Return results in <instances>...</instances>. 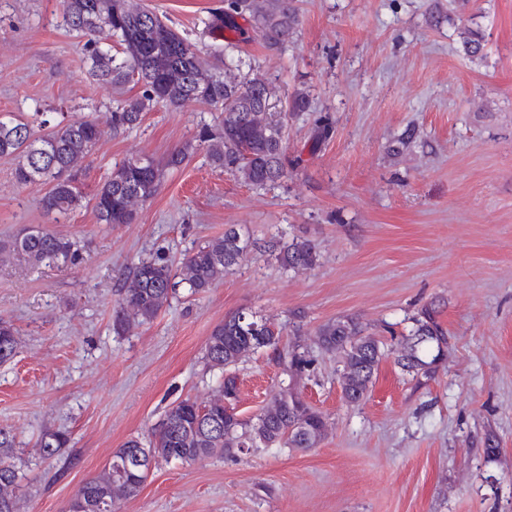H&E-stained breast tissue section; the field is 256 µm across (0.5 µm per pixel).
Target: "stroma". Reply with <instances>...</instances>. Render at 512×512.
<instances>
[{
	"mask_svg": "<svg viewBox=\"0 0 512 512\" xmlns=\"http://www.w3.org/2000/svg\"><path fill=\"white\" fill-rule=\"evenodd\" d=\"M166 16L205 58L224 38L205 24L224 0H137ZM287 45L256 38L238 55L282 93L307 91L288 117L292 166L256 190L197 151L170 171L135 223H98L93 196L123 160L163 157L216 110L156 106L113 134L120 96L92 80L61 0H0V114L95 120L81 207L47 216L48 184L19 187L0 157V319L19 349L0 365V428L26 464L19 512H67L115 448L147 438L173 403L205 401L218 373L207 338L225 316L269 318L314 348L320 327L355 318L383 340L430 313L447 338L434 372L411 377L381 361L366 400L342 398L336 355L315 350L299 388L323 412L316 448H252L224 459L172 462L117 512H512V0H294ZM483 36L467 54L459 32ZM334 132L308 145L319 118ZM417 138L394 154L408 128ZM79 242L80 262L33 265L2 246L30 228ZM236 228L252 252L207 293L178 289L151 323L119 336L112 312L128 267L170 260ZM310 241L317 261L288 271L274 244ZM239 417L256 414L286 376L271 352L238 365ZM69 437L67 456L41 461L44 429ZM499 452L486 457L487 441Z\"/></svg>",
	"mask_w": 512,
	"mask_h": 512,
	"instance_id": "35a3bbf8",
	"label": "stroma"
}]
</instances>
